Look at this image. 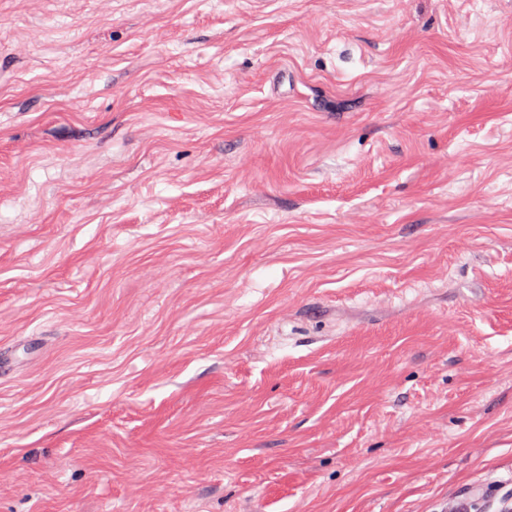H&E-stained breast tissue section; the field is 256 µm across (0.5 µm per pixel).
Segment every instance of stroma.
Masks as SVG:
<instances>
[{"label":"stroma","mask_w":512,"mask_h":512,"mask_svg":"<svg viewBox=\"0 0 512 512\" xmlns=\"http://www.w3.org/2000/svg\"><path fill=\"white\" fill-rule=\"evenodd\" d=\"M0 512H443L512 488V0H0Z\"/></svg>","instance_id":"1"}]
</instances>
